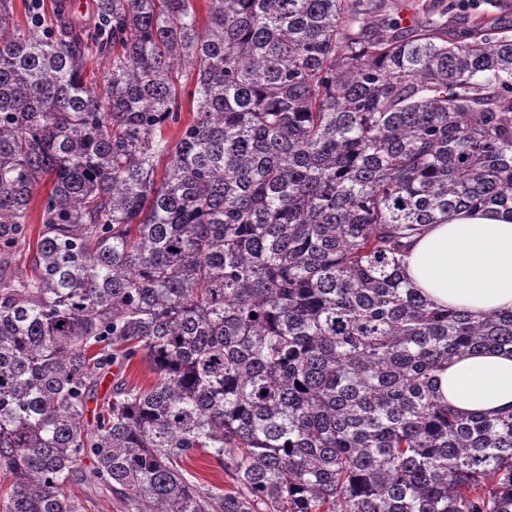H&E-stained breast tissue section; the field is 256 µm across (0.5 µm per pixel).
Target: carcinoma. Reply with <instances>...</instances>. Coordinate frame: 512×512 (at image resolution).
Masks as SVG:
<instances>
[{
	"instance_id": "obj_1",
	"label": "carcinoma",
	"mask_w": 512,
	"mask_h": 512,
	"mask_svg": "<svg viewBox=\"0 0 512 512\" xmlns=\"http://www.w3.org/2000/svg\"><path fill=\"white\" fill-rule=\"evenodd\" d=\"M194 2L96 0L82 29L0 0V512H512V412L435 382L512 352V310L403 273L448 212L512 214L509 27L404 36L364 0H208L201 25ZM137 358L153 382L88 419ZM186 468L200 483L224 486V472L208 456L198 453L186 463Z\"/></svg>"
}]
</instances>
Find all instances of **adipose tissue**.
Wrapping results in <instances>:
<instances>
[{"instance_id":"adipose-tissue-1","label":"adipose tissue","mask_w":512,"mask_h":512,"mask_svg":"<svg viewBox=\"0 0 512 512\" xmlns=\"http://www.w3.org/2000/svg\"><path fill=\"white\" fill-rule=\"evenodd\" d=\"M407 280L443 307L476 315L512 310V216L462 209L412 247ZM437 390L456 409L493 417L512 411V353L487 349L440 372Z\"/></svg>"}]
</instances>
